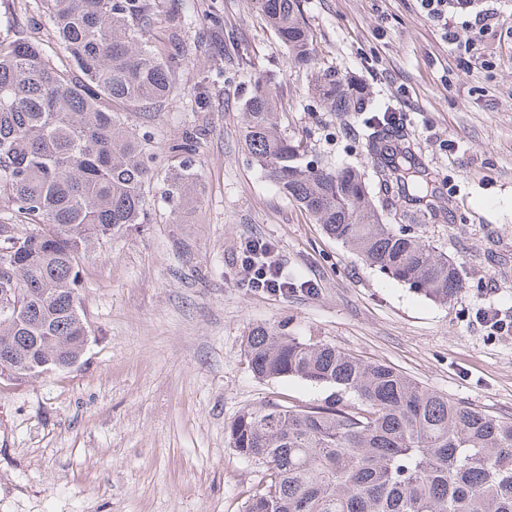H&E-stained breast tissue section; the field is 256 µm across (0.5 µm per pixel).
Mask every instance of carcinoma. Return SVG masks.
<instances>
[{"mask_svg":"<svg viewBox=\"0 0 512 512\" xmlns=\"http://www.w3.org/2000/svg\"><path fill=\"white\" fill-rule=\"evenodd\" d=\"M65 54L0 31V354L14 370L41 375V358L78 361L88 324L83 259L145 222L152 164L178 161L167 183L174 211L193 202L202 129L157 140L124 119L150 111L178 88L188 49L185 15L170 12L168 43L142 39L156 0H44ZM292 60L312 72L311 93L331 112H364L365 98L324 67L299 0H255ZM369 136L371 174L304 163L277 122L271 85L244 103L248 153L289 199L367 266L434 302L462 289L455 262L412 230L433 214V179L398 144L402 129L380 121ZM408 205L405 224H386L374 200ZM260 379L294 378L331 388L319 404L267 400L227 427L241 458L266 466L246 512H512V418L424 388L381 363L328 344L303 342L282 325L246 339Z\"/></svg>","mask_w":512,"mask_h":512,"instance_id":"carcinoma-1","label":"carcinoma"}]
</instances>
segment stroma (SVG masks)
<instances>
[{"mask_svg":"<svg viewBox=\"0 0 512 512\" xmlns=\"http://www.w3.org/2000/svg\"><path fill=\"white\" fill-rule=\"evenodd\" d=\"M481 35L457 15L451 45L416 0H301L325 64L366 90L362 113L317 108L311 74L290 60L254 0H185L189 55L179 87L149 115L168 138L201 124L196 204L173 213L171 159L158 155L145 224L84 264L90 327L78 367L0 380V512H245L262 465L230 448L227 426L269 399L321 402L327 388L261 380L251 327L284 321L301 340L391 365L425 388L512 417V0ZM58 42L44 12L0 0V20ZM232 34L238 50L224 47ZM277 95L282 132L304 157L369 171L375 113L405 116L411 149L435 177L438 216L417 233L458 266L447 305L364 265L265 178L242 136L256 78ZM273 244L296 287L241 288L246 242Z\"/></svg>","mask_w":512,"mask_h":512,"instance_id":"35a3bbf8","label":"stroma"}]
</instances>
